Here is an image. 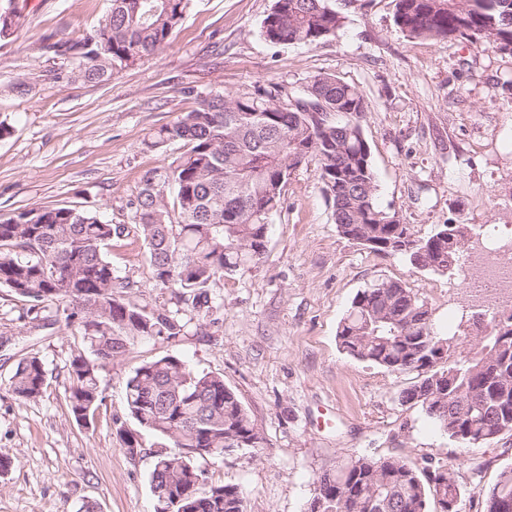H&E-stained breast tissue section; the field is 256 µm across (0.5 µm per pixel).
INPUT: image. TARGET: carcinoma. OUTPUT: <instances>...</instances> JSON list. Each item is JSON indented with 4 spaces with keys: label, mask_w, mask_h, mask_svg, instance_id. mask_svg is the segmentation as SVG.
I'll return each instance as SVG.
<instances>
[{
    "label": "carcinoma",
    "mask_w": 512,
    "mask_h": 512,
    "mask_svg": "<svg viewBox=\"0 0 512 512\" xmlns=\"http://www.w3.org/2000/svg\"><path fill=\"white\" fill-rule=\"evenodd\" d=\"M191 0H110L92 32L42 45L70 76L104 82L169 44ZM394 23L409 38L464 39L512 55V0H396ZM13 0H0V40L18 21ZM344 23L331 0H275L261 36L274 45H318ZM196 107L160 126L145 142L158 150L181 141L185 152L146 170L128 207L132 223L113 224L79 207H32L0 215V287L26 302L28 312L53 326L64 318L81 331L90 354L69 361L67 407L76 422L93 419L104 401L99 371L125 355L139 336L175 339L192 329L193 316L211 308V283L258 264L273 215L291 172L314 159L335 224L344 237L365 239L370 251L399 254L419 269L459 261L442 228L426 238L378 203V184L362 121V91L334 76H316L289 92L278 83L224 96L187 87ZM407 234L417 241L397 252ZM141 242L157 286L169 304L138 305L122 295L130 283L115 275L107 256L112 240ZM64 307L50 310L48 304ZM339 347L391 373H415L399 393L419 406L462 448H482L512 433V335L479 338L475 357L462 355L463 338L438 336L426 300L397 281L359 290L338 331ZM48 370L38 354L19 360L9 390L36 400ZM128 415L177 448H258L261 437L238 395L212 372H197L182 358L142 361L126 381ZM198 456L154 455L151 483L163 487L203 477L195 495L173 512H244L233 485L204 479ZM331 480L322 512H460L462 490L440 463L420 467L398 455L358 456L318 474ZM485 512H512V468L503 470L485 499Z\"/></svg>",
    "instance_id": "1"
}]
</instances>
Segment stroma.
<instances>
[{"label": "stroma", "mask_w": 512, "mask_h": 512, "mask_svg": "<svg viewBox=\"0 0 512 512\" xmlns=\"http://www.w3.org/2000/svg\"><path fill=\"white\" fill-rule=\"evenodd\" d=\"M274 0H194L170 45L103 83L74 81L40 51L47 37L93 30L108 0H23L14 34L0 41V214L84 206L128 224L127 206L147 169L183 152L146 149L153 129L194 108L182 90L234 95L258 83L293 90L317 75L358 86L379 184V202L424 236L448 224H496L512 234V55L464 40L411 39L394 24V0H333L344 17L336 38L309 47L272 45L260 34ZM127 296L168 303L144 250L129 238L108 251ZM394 280L428 303L438 335L464 334L461 273L433 275L341 235L316 163L292 172L272 218L263 260L216 279L214 308L190 335L138 338L100 371L104 401L91 426L66 406L68 365L82 349L77 327L45 330L25 302L0 288V512H154L157 439L125 409L139 362L177 354L220 374L259 431L260 450L204 460L209 481L236 486L245 512H307L319 472L357 456L397 454L452 469L462 512H484V495L512 467V435L462 448L421 408L399 404L414 374H394L343 353L338 326L358 290ZM48 370L42 397L9 390L22 356ZM139 431L129 454L118 428Z\"/></svg>", "instance_id": "obj_1"}]
</instances>
